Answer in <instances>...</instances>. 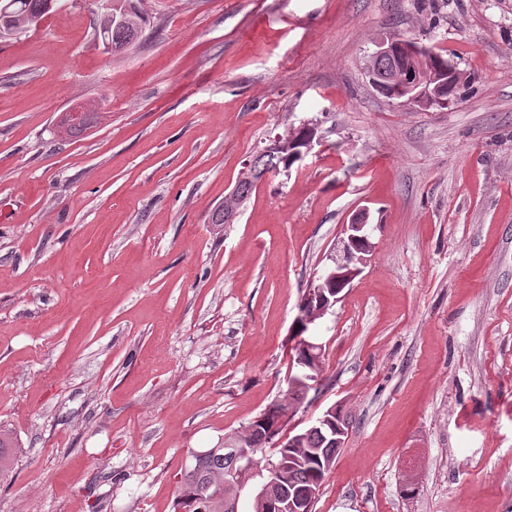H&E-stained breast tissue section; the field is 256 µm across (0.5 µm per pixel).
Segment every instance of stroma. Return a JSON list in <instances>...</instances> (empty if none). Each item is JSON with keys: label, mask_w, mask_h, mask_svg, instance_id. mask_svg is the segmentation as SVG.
Segmentation results:
<instances>
[{"label": "stroma", "mask_w": 512, "mask_h": 512, "mask_svg": "<svg viewBox=\"0 0 512 512\" xmlns=\"http://www.w3.org/2000/svg\"><path fill=\"white\" fill-rule=\"evenodd\" d=\"M100 8L0 41V512H175L192 453L286 390L301 295L361 212L373 252L310 330L323 390L291 421L349 422L313 512H512V0H142L119 55ZM399 36L468 98L380 95ZM76 104L101 117L69 140ZM307 121L303 162L211 223ZM20 446L11 434L1 427L0 429V480H7L14 471Z\"/></svg>", "instance_id": "obj_1"}]
</instances>
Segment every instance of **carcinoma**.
<instances>
[{"label": "carcinoma", "instance_id": "cac0c4a2", "mask_svg": "<svg viewBox=\"0 0 512 512\" xmlns=\"http://www.w3.org/2000/svg\"><path fill=\"white\" fill-rule=\"evenodd\" d=\"M52 8L62 7L60 0H12L7 8H0V29L11 24L21 33L30 29L28 20L44 18L49 13L47 2ZM112 15L115 20L105 29L106 40L116 46L130 47L135 44L150 24L149 18L139 7V0H112ZM470 81L459 73L457 82L448 87L446 99H463L469 94ZM98 112L85 113L84 122L79 126H68L71 138L82 136L97 124ZM307 132L296 127L288 128L283 137L291 139L293 145L281 155H256L253 169L243 175L235 187V195L246 201L259 178L275 170H289L303 159L304 142ZM281 401L276 400L251 420L241 431L224 436L219 446L203 454H192V463L181 473L177 507L184 512H234L238 491L224 487L225 472L236 465L235 452L240 448H262L277 442L286 430L279 425ZM340 442L330 432V426L323 424L311 428L296 446L282 443L276 457L266 463L264 471L275 464L285 465L281 482L274 486L270 495L254 502V512H281L289 497L302 493L309 487L319 488L331 470ZM20 446L11 434L0 429V480L8 479L17 461Z\"/></svg>", "mask_w": 512, "mask_h": 512}]
</instances>
